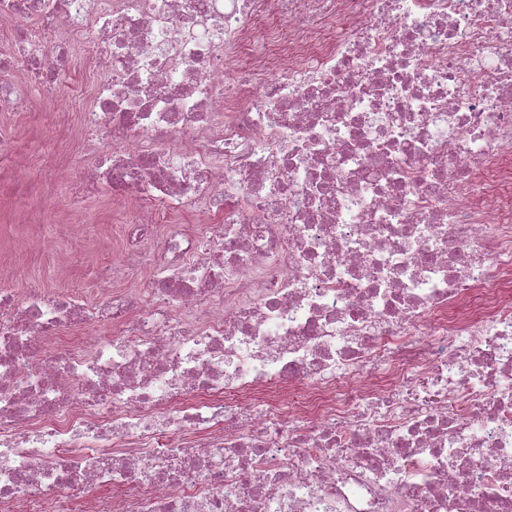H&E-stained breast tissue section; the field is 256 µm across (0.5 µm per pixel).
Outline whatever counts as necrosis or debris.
<instances>
[{"mask_svg":"<svg viewBox=\"0 0 512 512\" xmlns=\"http://www.w3.org/2000/svg\"><path fill=\"white\" fill-rule=\"evenodd\" d=\"M86 47L132 217L0 287V512H512V0H0V112Z\"/></svg>","mask_w":512,"mask_h":512,"instance_id":"4bbe7bcc","label":"necrosis or debris"}]
</instances>
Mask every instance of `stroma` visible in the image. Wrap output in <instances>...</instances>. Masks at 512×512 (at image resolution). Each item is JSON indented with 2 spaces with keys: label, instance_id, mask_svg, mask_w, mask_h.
Here are the masks:
<instances>
[{
  "label": "stroma",
  "instance_id": "35a3bbf8",
  "mask_svg": "<svg viewBox=\"0 0 512 512\" xmlns=\"http://www.w3.org/2000/svg\"><path fill=\"white\" fill-rule=\"evenodd\" d=\"M96 75L92 60H85L70 82L52 91L28 87L27 94L34 102L29 111L19 116L0 112V124L14 127L16 146L27 158L50 152L63 160L55 175L54 198L43 199L35 182L25 190L7 180L0 182V272L7 274L9 284L35 282L79 294L96 293L104 286L98 270L111 263L127 213L107 190L93 195L71 193V184L84 174L90 160L72 149L60 128L61 120L75 118L69 106L73 86L89 84ZM73 210L82 214V223H69ZM62 254L71 264L64 280L55 275Z\"/></svg>",
  "mask_w": 512,
  "mask_h": 512
}]
</instances>
